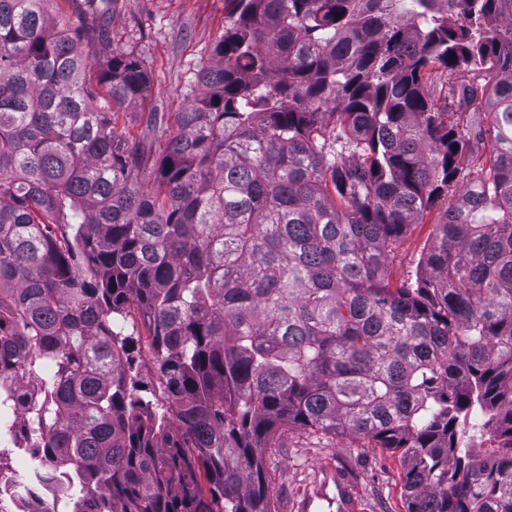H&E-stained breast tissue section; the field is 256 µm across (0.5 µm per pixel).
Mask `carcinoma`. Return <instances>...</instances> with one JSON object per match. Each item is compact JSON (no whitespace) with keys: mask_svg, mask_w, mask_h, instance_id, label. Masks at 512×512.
Instances as JSON below:
<instances>
[{"mask_svg":"<svg viewBox=\"0 0 512 512\" xmlns=\"http://www.w3.org/2000/svg\"><path fill=\"white\" fill-rule=\"evenodd\" d=\"M45 2L0 0V482L24 448L42 483L71 472L70 512H274L288 425L400 452L406 512H512V0H224L199 93L142 139L119 0L69 28ZM472 413L488 458L460 448ZM446 207V200L441 197L431 211L427 212L421 224H413L407 235L395 247L390 255L389 266L393 283H400L415 277V271L424 251L433 224L439 213ZM122 331L125 335L134 337V355L136 357V366L138 370V379L143 381L146 392H140L142 395L149 396L153 402L160 406L167 405V400L160 388L157 376V366L154 359V352L150 346V338L143 317L138 311L131 307L129 313L121 320ZM153 393L154 396L151 395ZM159 406V407H160Z\"/></svg>","mask_w":512,"mask_h":512,"instance_id":"carcinoma-1","label":"carcinoma"}]
</instances>
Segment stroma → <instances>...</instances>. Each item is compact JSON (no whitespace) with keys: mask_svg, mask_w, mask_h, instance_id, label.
Listing matches in <instances>:
<instances>
[{"mask_svg":"<svg viewBox=\"0 0 512 512\" xmlns=\"http://www.w3.org/2000/svg\"><path fill=\"white\" fill-rule=\"evenodd\" d=\"M112 46L138 56L149 75L143 100L122 122L132 134L146 132L149 115L184 111L196 91L197 71L224 34V0H123L110 21ZM445 200H438L422 223L412 225L389 259L393 282L414 277ZM133 336L138 378L154 402L165 404L154 352L142 316L130 310L121 323ZM328 468L349 480L363 512H405L399 453L371 447L352 435L325 436L300 427L283 431L278 447L265 454V470L276 512H294L297 494Z\"/></svg>","mask_w":512,"mask_h":512,"instance_id":"obj_1","label":"stroma"}]
</instances>
